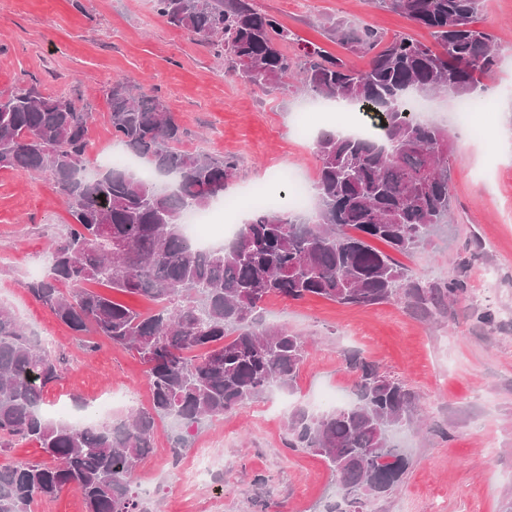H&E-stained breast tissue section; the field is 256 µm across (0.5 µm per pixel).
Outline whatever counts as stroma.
I'll return each mask as SVG.
<instances>
[{
  "instance_id": "1",
  "label": "stroma",
  "mask_w": 512,
  "mask_h": 512,
  "mask_svg": "<svg viewBox=\"0 0 512 512\" xmlns=\"http://www.w3.org/2000/svg\"><path fill=\"white\" fill-rule=\"evenodd\" d=\"M295 39L285 47L298 55L316 45L363 71L365 56L346 54L329 34L336 22H367L388 35L407 34L430 42L428 30L370 0H255ZM154 0H0V92L17 86L64 94L94 113L87 168L105 170L115 141L108 90L126 78L165 101L185 131L184 145L237 160L225 198H239L268 184L270 170L314 176L313 134L345 121L346 113H317L300 130L307 111L303 93L246 87L216 46L159 16ZM478 29L501 42L498 68L485 76L489 112L476 123L483 137L451 130L453 214L447 237L437 238L398 261L421 279L461 275L466 296L448 315L428 322L392 302L372 308L322 298H280L264 305L267 322L287 326L311 344L293 394L273 393L201 430L192 431L183 460L212 448L224 460L221 480L185 487L173 466V428L157 423L153 451L132 475V488L157 512H322L334 480L317 456L286 447V422L296 406L317 411L315 393L340 387L354 397L356 356L380 371L403 378L423 409V429L396 438L410 466L399 488L378 499L371 512H512V0H482ZM71 217L46 178L0 169V304L40 336L54 339L64 361L61 380L47 393L44 410L66 407L70 419L83 400L96 406L123 391L131 403H115L112 420L130 405L149 406L144 365L132 352L101 341L84 353L78 336L61 324L26 289L32 267L62 236ZM468 266H461V259ZM493 324L480 322L485 309Z\"/></svg>"
}]
</instances>
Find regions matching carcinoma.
<instances>
[{
	"instance_id": "carcinoma-1",
	"label": "carcinoma",
	"mask_w": 512,
	"mask_h": 512,
	"mask_svg": "<svg viewBox=\"0 0 512 512\" xmlns=\"http://www.w3.org/2000/svg\"><path fill=\"white\" fill-rule=\"evenodd\" d=\"M428 29L435 44L379 27L338 23L336 41L369 68L353 69L319 47L300 59L282 45L293 34L252 0H155L158 15L206 44L219 43L248 87L299 79L311 98L366 110L376 132L314 139L315 209L253 210L228 243L194 251L185 216L224 196L237 170L229 157L181 148L184 132L164 101L127 81L109 88L112 135L156 180L112 167L84 177L93 113L61 95L17 87L0 93V169L51 180L73 223L49 247V271L27 291L77 336H102L144 363L150 408L79 428L42 411L63 359L0 304V454L17 440L45 458L0 465V512H33L65 490L86 512H153L130 477L153 448L156 419L184 430L224 418L274 390L292 392L309 358L307 339L264 320L265 302L319 297L348 306L401 301L426 321L444 318L465 295V279L422 282L371 241L411 255L451 218L455 157L448 127L420 118L414 99L483 97V77L500 42L474 27L481 0H372ZM104 284L143 296L142 314L87 288ZM355 401L320 413L294 410L288 448L319 456L336 479L325 512H367L390 495L409 466L391 433L418 421L407 383L359 358Z\"/></svg>"
}]
</instances>
